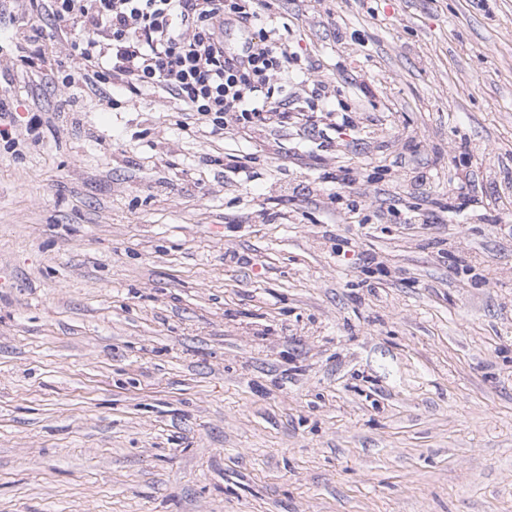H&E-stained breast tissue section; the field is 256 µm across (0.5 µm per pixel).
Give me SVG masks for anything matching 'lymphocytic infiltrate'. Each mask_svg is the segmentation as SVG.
<instances>
[{
	"label": "lymphocytic infiltrate",
	"instance_id": "f902f5d3",
	"mask_svg": "<svg viewBox=\"0 0 512 512\" xmlns=\"http://www.w3.org/2000/svg\"><path fill=\"white\" fill-rule=\"evenodd\" d=\"M52 15L42 40L65 34L79 60L78 73L58 82L60 93L78 79L117 84L134 97L161 91L214 135L229 115L244 129L288 116L273 82L297 55L258 0H52ZM231 20L256 37L238 55L224 46Z\"/></svg>",
	"mask_w": 512,
	"mask_h": 512
}]
</instances>
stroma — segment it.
<instances>
[{
    "label": "stroma",
    "mask_w": 512,
    "mask_h": 512,
    "mask_svg": "<svg viewBox=\"0 0 512 512\" xmlns=\"http://www.w3.org/2000/svg\"><path fill=\"white\" fill-rule=\"evenodd\" d=\"M269 5L217 139L0 0V512H512V0Z\"/></svg>",
    "instance_id": "35a3bbf8"
}]
</instances>
